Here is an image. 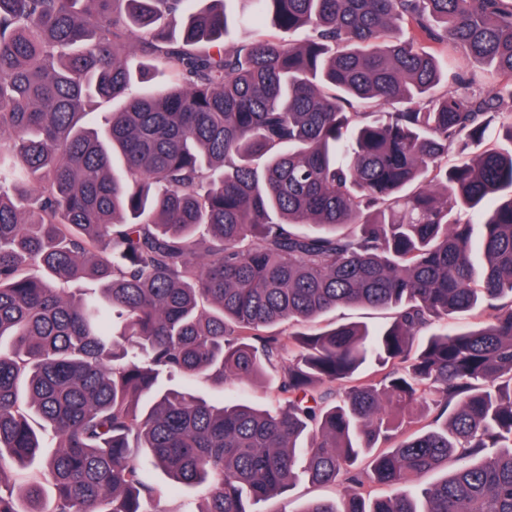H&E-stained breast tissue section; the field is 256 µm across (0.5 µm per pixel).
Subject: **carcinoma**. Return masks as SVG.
Segmentation results:
<instances>
[{
	"mask_svg": "<svg viewBox=\"0 0 512 512\" xmlns=\"http://www.w3.org/2000/svg\"><path fill=\"white\" fill-rule=\"evenodd\" d=\"M193 2L0 0V512H512V0ZM389 310H365L355 307L338 308L321 317L317 322L305 325H281L278 329L285 333L296 331H312L333 327L335 324L356 322L367 323L372 327H380L391 320ZM172 385L175 387H190L195 393L208 401H216L223 396H229L240 401L259 402L265 406L275 404L276 392L265 387L263 383L224 382V389L205 381H188L177 376ZM153 480L161 488V494L150 507L161 510V512L182 511L186 502L202 495L200 488L173 487L169 478L160 471L154 472ZM335 495L336 492L331 486L315 485L307 480H301L287 498H268L255 504L254 509L257 512H283L285 509L291 512L302 508L311 500L331 499Z\"/></svg>",
	"mask_w": 512,
	"mask_h": 512,
	"instance_id": "carcinoma-1",
	"label": "carcinoma"
}]
</instances>
